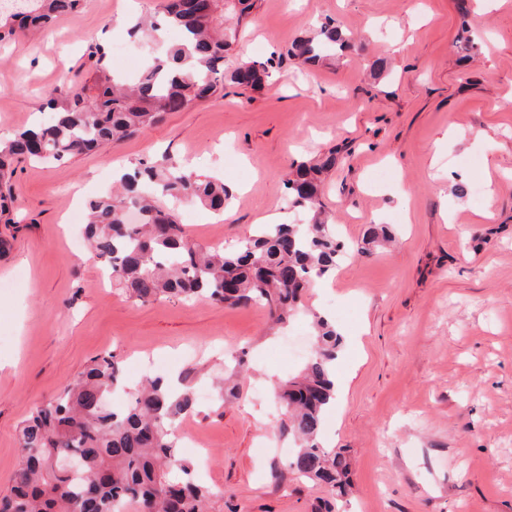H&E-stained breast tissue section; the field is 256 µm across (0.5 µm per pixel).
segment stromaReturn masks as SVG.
I'll return each instance as SVG.
<instances>
[{
	"label": "stroma",
	"instance_id": "obj_1",
	"mask_svg": "<svg viewBox=\"0 0 512 512\" xmlns=\"http://www.w3.org/2000/svg\"><path fill=\"white\" fill-rule=\"evenodd\" d=\"M158 4L84 0L45 32L0 43V137L52 120L44 94L67 89L88 40L135 76L156 46L132 41L126 22ZM328 18L352 33L348 55L310 67L287 57ZM465 19L482 46L467 60L455 46ZM270 56L278 79L262 88L228 83L123 142L16 163V221L0 223L12 240L0 257V494L22 461V421L109 352L131 385L192 367L194 388L234 384V397L183 418L205 446L199 479L221 493L212 512H512V0H257L226 65ZM336 145L330 222L349 245L376 219L398 242L347 255L279 327L259 305L129 300L67 221L120 169L168 155L223 178V217L186 205L178 221L190 240L229 247L283 215L292 163ZM340 308L352 318L336 323L342 390L325 441L348 451L343 502L284 471L275 393L313 351L309 310Z\"/></svg>",
	"mask_w": 512,
	"mask_h": 512
}]
</instances>
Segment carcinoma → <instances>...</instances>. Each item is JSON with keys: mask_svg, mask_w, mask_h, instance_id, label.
I'll return each mask as SVG.
<instances>
[{"mask_svg": "<svg viewBox=\"0 0 512 512\" xmlns=\"http://www.w3.org/2000/svg\"><path fill=\"white\" fill-rule=\"evenodd\" d=\"M8 14L41 27L78 10L83 0H17ZM253 0H164L161 21L140 18L129 35L149 39L160 28L177 33L164 53L150 57L139 80L129 84L113 72L107 47L87 44L88 65L64 92L48 93L55 119L0 142V218L10 213L11 162L16 157L61 161L105 143H118L157 124L171 112L224 90V58ZM459 47L475 55L480 43L468 26ZM346 39L332 19L288 50L303 64L332 57ZM275 69L272 57L246 62L230 81L256 88ZM336 161H304L284 182L291 202L307 211L305 224H262L233 250L190 241L174 210L154 204L160 195L224 212L229 192L220 178L165 156L141 162L118 180L122 193L90 200L85 235L112 275V285L145 304L163 298L203 297L238 306L263 305L273 323L303 307L312 280L339 264L349 246L322 218V175ZM316 347L303 371L278 385L296 450L286 470L323 484L341 497L348 487L343 448L323 440L325 414L336 401V360L344 339L332 320L312 313ZM126 390L120 364L110 353L94 357L55 397L37 406L19 430L24 461L13 475L0 512H210L218 493L197 482L194 464L179 451L174 422L194 406L190 386L173 389L146 376L132 400L116 411L110 395Z\"/></svg>", "mask_w": 512, "mask_h": 512, "instance_id": "1", "label": "carcinoma"}]
</instances>
